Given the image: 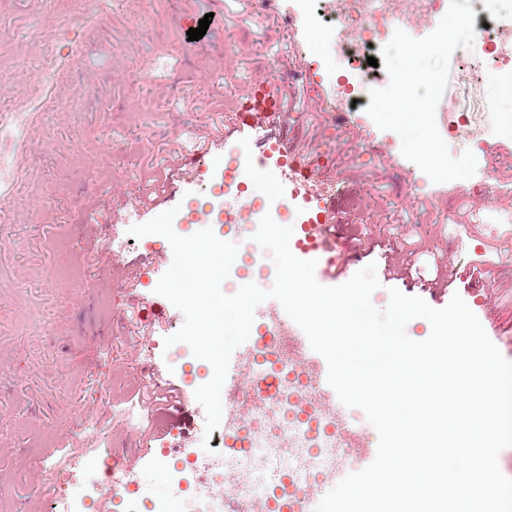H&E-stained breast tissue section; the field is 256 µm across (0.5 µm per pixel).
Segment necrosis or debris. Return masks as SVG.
Returning <instances> with one entry per match:
<instances>
[{
  "label": "necrosis or debris",
  "instance_id": "4bbe7bcc",
  "mask_svg": "<svg viewBox=\"0 0 512 512\" xmlns=\"http://www.w3.org/2000/svg\"><path fill=\"white\" fill-rule=\"evenodd\" d=\"M333 26L344 55L345 97H358L364 68L362 46H384L406 28L400 0H338ZM244 385L228 390L227 403L246 420L233 432L240 449L224 455L219 470L200 476L211 486L206 502L186 495L181 512H314L312 475H335L352 458L361 435L313 400V382L298 365L251 361Z\"/></svg>",
  "mask_w": 512,
  "mask_h": 512
}]
</instances>
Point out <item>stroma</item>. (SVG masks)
I'll use <instances>...</instances> for the list:
<instances>
[{
    "instance_id": "1",
    "label": "stroma",
    "mask_w": 512,
    "mask_h": 512,
    "mask_svg": "<svg viewBox=\"0 0 512 512\" xmlns=\"http://www.w3.org/2000/svg\"><path fill=\"white\" fill-rule=\"evenodd\" d=\"M95 2L0 0V90L17 96L50 79L45 45L71 58L56 108L24 132L26 175L0 223V488L10 491L0 512H48L54 493L89 499L107 469V452L94 451L100 437L126 451L140 498L180 512L178 481L223 450V429L206 432L193 398L206 361L186 344L164 345L184 322L155 292L171 245L129 230L173 208H223L210 189L252 140L223 130L254 85L287 92L267 131L335 184L336 241L350 272L375 264L377 309L389 288L421 297L452 275L473 312L492 304L512 333V100L501 93L511 77L473 69L466 48L450 63L436 120L470 114L478 134H460L452 154L472 151L470 182L489 187L488 202L458 200L402 156L399 136L367 114V97H341L333 34L289 24L298 0H265L260 11L254 0H112L102 23L83 31L86 51L71 56L69 29ZM215 10L223 25L211 49L194 50L189 28ZM365 233L375 242L368 252L354 247ZM477 265L483 277L473 276ZM152 376L190 400L139 426L132 414ZM64 457L70 473L50 478Z\"/></svg>"
}]
</instances>
